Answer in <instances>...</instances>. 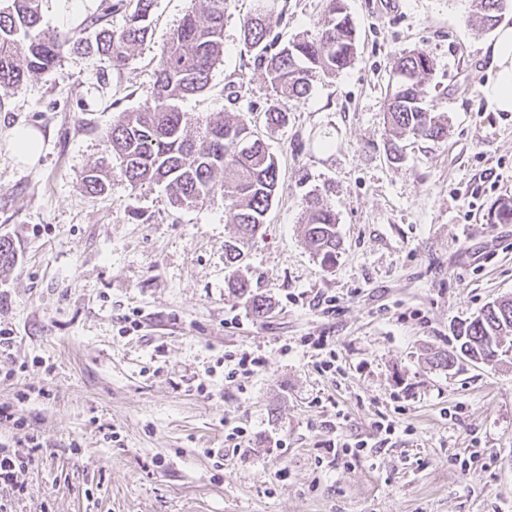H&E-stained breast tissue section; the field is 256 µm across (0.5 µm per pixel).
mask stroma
I'll list each match as a JSON object with an SVG mask.
<instances>
[{"label":"stroma","instance_id":"35a3bbf8","mask_svg":"<svg viewBox=\"0 0 512 512\" xmlns=\"http://www.w3.org/2000/svg\"><path fill=\"white\" fill-rule=\"evenodd\" d=\"M100 0H42L67 29ZM194 0H155L153 30L115 74L68 53L0 109V423L28 467L15 512H512V361L453 367L455 328L512 296V112L482 88L495 76L493 32L465 22L471 0H345L357 56L301 99L278 100L241 40L253 0H227L224 59L202 93L177 101L197 118L250 115L279 165L275 200L238 270L266 305L226 286L232 211L222 197L178 211L158 185L113 178L93 197L85 169L121 112L142 105L170 30ZM322 0H287L281 40L314 33ZM434 60L427 100L447 140L408 139L387 158L386 87L400 52ZM280 104L285 127L264 111ZM17 128L39 132L16 162ZM336 206L332 266L310 252L301 202ZM141 220L129 219V212ZM138 315L137 332L120 329ZM264 364L225 378L242 354ZM334 359L335 372L320 362ZM394 434L376 429L380 417ZM365 440L333 457L330 439ZM14 155L20 162L35 160L41 149V137L32 130L20 128L13 132Z\"/></svg>","mask_w":512,"mask_h":512}]
</instances>
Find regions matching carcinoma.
<instances>
[{
  "label": "carcinoma",
  "mask_w": 512,
  "mask_h": 512,
  "mask_svg": "<svg viewBox=\"0 0 512 512\" xmlns=\"http://www.w3.org/2000/svg\"><path fill=\"white\" fill-rule=\"evenodd\" d=\"M40 2L0 0V108L16 98L30 78L53 69L67 52L98 55L113 72L121 73L152 30L154 0H101L99 13L63 30L43 27ZM199 2L200 7L184 16L161 50L145 103L113 124L107 134V155L85 172L83 183L94 197L111 191L115 172L134 189L163 183L170 205L180 211L196 208L217 193L223 195L238 228V237L224 242V263L234 265L243 258L240 244L255 238L266 223L279 168L251 119L211 113L192 135L188 133L192 119L174 105L205 91L224 55L226 0ZM276 2L255 0L253 12L243 21L242 43L276 96L300 99L314 80L350 66L357 50L354 28L344 0H323L318 32L279 46L271 26ZM503 2L473 0L472 25L494 29ZM118 14L123 23L115 28L110 18ZM433 70V58L419 49L402 53L392 66L385 123L393 161L403 159L401 140L406 136L437 143L448 137V124L425 106ZM264 115L269 127L280 128L288 122L286 111L274 104ZM489 220L511 224L512 200L501 201ZM301 223L305 240L321 264H334L340 248L334 204L318 194L306 196ZM229 287L249 296L255 313L264 312V302L251 295L248 280L237 278ZM455 339L456 350L434 355L436 365L451 367L460 354L484 362L507 357L512 349V298L501 299L459 323Z\"/></svg>",
  "instance_id": "cac0c4a2"
}]
</instances>
